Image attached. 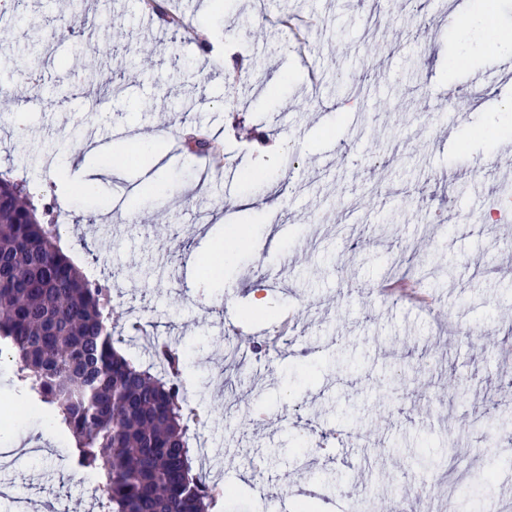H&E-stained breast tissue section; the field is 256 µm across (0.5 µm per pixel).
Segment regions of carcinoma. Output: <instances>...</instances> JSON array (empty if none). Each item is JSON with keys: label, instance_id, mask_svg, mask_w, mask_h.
Masks as SVG:
<instances>
[{"label": "carcinoma", "instance_id": "1", "mask_svg": "<svg viewBox=\"0 0 512 512\" xmlns=\"http://www.w3.org/2000/svg\"><path fill=\"white\" fill-rule=\"evenodd\" d=\"M94 27L84 16L66 32L80 40ZM186 140L195 155L214 150ZM50 213L0 174V357L16 366L25 404L72 437L76 469L104 474L105 512H210L220 492L192 470L197 411L184 399L182 350L159 341L148 365L120 353L109 281L64 253Z\"/></svg>", "mask_w": 512, "mask_h": 512}]
</instances>
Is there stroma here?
<instances>
[{"label":"stroma","mask_w":512,"mask_h":512,"mask_svg":"<svg viewBox=\"0 0 512 512\" xmlns=\"http://www.w3.org/2000/svg\"><path fill=\"white\" fill-rule=\"evenodd\" d=\"M211 4L205 15L202 0H163L160 15L140 0H87L97 26L80 49L60 36L67 0H28L27 24L0 10V170L63 212L69 256L109 279L123 323L141 320L184 351L206 444L193 464L225 489L214 512L284 501L297 512L305 493L309 512H368L374 498L383 512H454L461 485H440L450 455L472 474L512 455L484 426L498 374L512 373V207L486 179L512 164V114L500 110L512 80L488 83L486 42L449 24L477 0H424L419 14L391 0H268L262 20L253 0ZM170 13L197 38L173 39ZM229 32L247 45L234 84L213 61ZM143 56L150 71L97 93L96 73ZM282 74L283 96L268 99L262 82ZM475 127L485 137H470ZM116 128L163 134L159 153L98 171L91 199L77 174L52 173L65 154L111 155ZM256 130L282 150L247 140ZM190 131L230 155L232 185L183 148ZM156 177L169 193L144 195L140 220H126L130 195ZM107 207L109 226L86 223ZM270 207L274 222L261 223ZM219 247L232 257L211 279L201 263ZM394 265L421 278L432 308L377 293ZM260 279L271 287L256 309ZM290 314L307 355L285 348ZM488 325L496 351L470 348ZM258 340L267 355L225 384V348ZM18 398L15 367L0 361V512L17 498L25 512H100L69 463L71 437L43 411L20 413ZM421 458L437 465L425 475L435 492H403Z\"/></svg>","instance_id":"stroma-1"}]
</instances>
